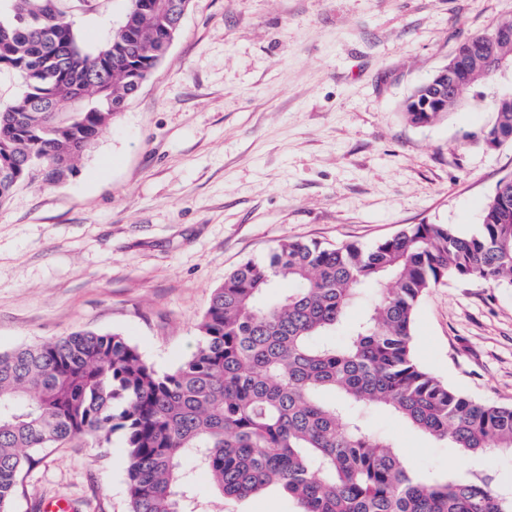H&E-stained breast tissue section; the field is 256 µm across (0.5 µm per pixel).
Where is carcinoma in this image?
<instances>
[{
    "mask_svg": "<svg viewBox=\"0 0 512 512\" xmlns=\"http://www.w3.org/2000/svg\"><path fill=\"white\" fill-rule=\"evenodd\" d=\"M10 0L0 20V71L26 89L0 111V203L35 173L65 180L164 58V38L184 0H131L122 28L86 50L59 8ZM480 34L448 60L456 96L431 111L433 79L402 112L427 126L462 102L483 101L495 75L478 67ZM482 142L512 141V97L489 104ZM445 280L512 288V176L486 202L477 232L410 224L370 247L285 239L267 263L247 261L213 289L196 349L159 372L119 333L80 330L0 352V512H12L29 452L75 437L126 442L128 512H212L192 494L191 459L218 497L272 488L297 512H512L484 457L512 451V406L465 396L414 358L416 308ZM286 282L289 289L279 287ZM362 307L359 320L348 312ZM382 407L414 430L460 449L471 466L427 478L396 444L372 432Z\"/></svg>",
    "mask_w": 512,
    "mask_h": 512,
    "instance_id": "carcinoma-1",
    "label": "carcinoma"
}]
</instances>
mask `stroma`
Masks as SVG:
<instances>
[{
	"label": "stroma",
	"mask_w": 512,
	"mask_h": 512,
	"mask_svg": "<svg viewBox=\"0 0 512 512\" xmlns=\"http://www.w3.org/2000/svg\"><path fill=\"white\" fill-rule=\"evenodd\" d=\"M129 0H61L85 48ZM512 0H191L167 54L66 180L0 204V351L118 332L161 372L197 346L212 291L287 238L373 245L408 224L475 233L512 145L466 103L437 123L400 106L457 43ZM414 356L475 399L512 404V289L447 280L421 300ZM370 427L429 477L466 467L450 444L376 410ZM13 512L64 497L127 512L125 441L33 454Z\"/></svg>",
	"instance_id": "1"
}]
</instances>
